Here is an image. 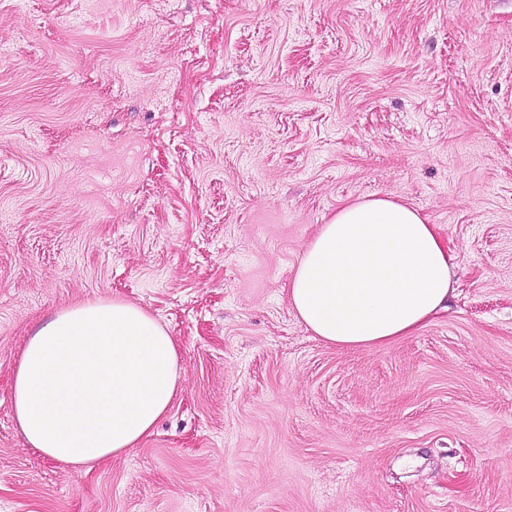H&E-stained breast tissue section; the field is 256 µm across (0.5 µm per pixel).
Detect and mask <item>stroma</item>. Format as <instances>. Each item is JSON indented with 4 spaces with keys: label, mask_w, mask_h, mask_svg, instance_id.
<instances>
[{
    "label": "stroma",
    "mask_w": 512,
    "mask_h": 512,
    "mask_svg": "<svg viewBox=\"0 0 512 512\" xmlns=\"http://www.w3.org/2000/svg\"><path fill=\"white\" fill-rule=\"evenodd\" d=\"M371 195L436 225L456 291L336 347L287 286ZM115 297L181 385L80 472L24 445L11 374ZM0 512H512V0H0Z\"/></svg>",
    "instance_id": "1"
}]
</instances>
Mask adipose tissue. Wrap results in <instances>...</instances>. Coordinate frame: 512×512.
<instances>
[{
  "label": "adipose tissue",
  "mask_w": 512,
  "mask_h": 512,
  "mask_svg": "<svg viewBox=\"0 0 512 512\" xmlns=\"http://www.w3.org/2000/svg\"><path fill=\"white\" fill-rule=\"evenodd\" d=\"M454 260L417 209L386 196L363 198L320 226L288 297L325 343L382 346L447 310ZM12 386L26 445L88 468L153 431L180 386L179 352L139 306L120 298L86 302L56 311L27 338Z\"/></svg>",
  "instance_id": "ef3b65f1"
}]
</instances>
